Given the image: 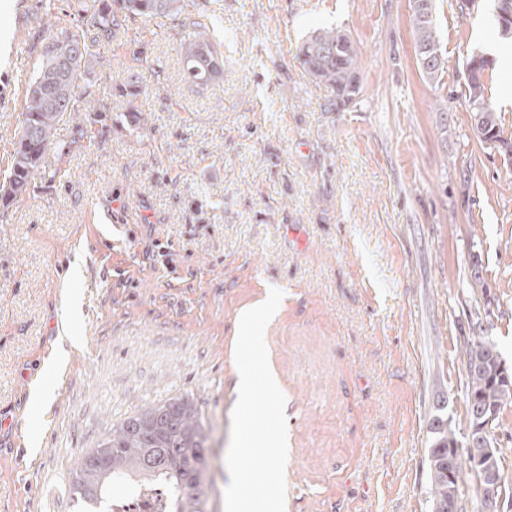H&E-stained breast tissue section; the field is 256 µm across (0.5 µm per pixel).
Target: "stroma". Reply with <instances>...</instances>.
<instances>
[{
  "mask_svg": "<svg viewBox=\"0 0 512 512\" xmlns=\"http://www.w3.org/2000/svg\"><path fill=\"white\" fill-rule=\"evenodd\" d=\"M75 3L0 0V182L49 22L85 25ZM434 4L436 85L412 0H179L89 43L92 111L58 125L65 152L0 205V512H78L85 455L175 397L212 430L208 508L224 512L238 323L273 287L285 512H432L430 423L468 431L467 344L489 336L512 366V164L475 138L464 80L472 52L493 40L510 56L512 41L492 0ZM194 23L224 62L205 86L178 52ZM329 27L362 65L339 110L297 57ZM485 83L511 134L512 68L499 59ZM490 433L512 512V406ZM412 2V22L414 32V43L416 50V58L420 67V71L428 82L439 83L442 78L444 69V62H442L441 45L437 39L436 23L434 25L432 20H427L426 13H423V8H419L418 18L423 24L416 20L417 2ZM426 60V65L425 61Z\"/></svg>",
  "mask_w": 512,
  "mask_h": 512,
  "instance_id": "stroma-1",
  "label": "stroma"
}]
</instances>
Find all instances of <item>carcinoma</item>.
I'll return each instance as SVG.
<instances>
[{"label":"carcinoma","mask_w":512,"mask_h":512,"mask_svg":"<svg viewBox=\"0 0 512 512\" xmlns=\"http://www.w3.org/2000/svg\"><path fill=\"white\" fill-rule=\"evenodd\" d=\"M87 26L97 37L112 41L118 27L117 12L147 19L176 9L177 0H115L117 9L98 0H77ZM416 58L425 79L441 81L444 69L436 26L427 20H413ZM82 32L62 29L49 36L25 92L23 120L16 139L8 185L0 187V199L7 203L27 191L29 182L40 173L46 152L57 148V125L65 115L79 112L80 82L91 71V60ZM179 54L188 78L206 85L221 73L223 62L212 44L200 32L185 33ZM303 69L331 95L334 107H346L361 92L357 47L338 28L315 31L301 45ZM492 60L472 54L465 68L468 102L483 107L470 109L471 127L482 143L499 149L512 161V137L504 136L501 121L485 96L484 73ZM497 348L487 336H480L466 349L468 376L469 430H474L479 414L499 417L512 403V388L503 386L501 369L489 350ZM434 440L429 449L428 491L434 512H458V481L468 464L457 451L460 441L451 422H432ZM210 429L187 398H174L161 405L144 408L120 424L89 452L71 480V492L80 512H112V489L127 481L160 482L175 502L173 512H207L205 484L206 452Z\"/></svg>","instance_id":"1"}]
</instances>
